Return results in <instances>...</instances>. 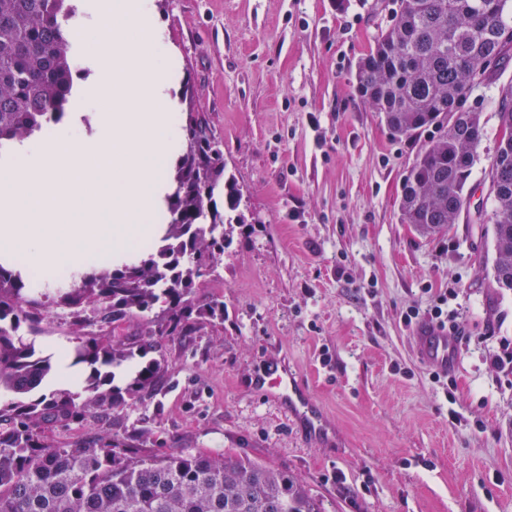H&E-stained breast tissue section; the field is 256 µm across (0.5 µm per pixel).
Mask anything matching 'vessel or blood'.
Listing matches in <instances>:
<instances>
[{
    "mask_svg": "<svg viewBox=\"0 0 512 512\" xmlns=\"http://www.w3.org/2000/svg\"><path fill=\"white\" fill-rule=\"evenodd\" d=\"M415 345L420 361L434 372L445 374L459 366L458 345L445 329L424 323L415 332ZM259 391L275 397L290 421L301 423L314 437H323L326 423L311 400L305 386L287 368L272 366L255 376Z\"/></svg>",
    "mask_w": 512,
    "mask_h": 512,
    "instance_id": "b4317fda",
    "label": "vessel or blood"
}]
</instances>
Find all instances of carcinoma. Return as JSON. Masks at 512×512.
Here are the masks:
<instances>
[{
    "instance_id": "1",
    "label": "carcinoma",
    "mask_w": 512,
    "mask_h": 512,
    "mask_svg": "<svg viewBox=\"0 0 512 512\" xmlns=\"http://www.w3.org/2000/svg\"><path fill=\"white\" fill-rule=\"evenodd\" d=\"M392 23L362 59L360 96L390 133L410 138L433 126L437 136L413 163L401 194L402 221L424 234L449 229L468 207V185L483 137L467 94L485 64L512 57V0H397ZM72 0H0V148L63 122L82 71L69 40ZM501 128L512 129V84L498 98ZM185 150L166 197V229L147 257L84 274L65 286L25 279L0 265V512H322L307 486L283 468L226 455L181 451L145 459L108 432L70 448L50 433L100 418L151 396L161 359L139 367L125 387L115 370L136 354L159 350L166 336L191 332L196 317L224 319V304L195 303L196 281L224 256L227 226L212 205L219 182L229 211L241 192L225 178L224 152L202 121L188 117ZM493 197L492 276L512 291V136L500 138L485 170ZM91 307L95 316H86ZM158 308L154 316H149ZM62 309L73 338L64 353L87 377L55 375L31 337ZM136 334L116 333L130 317Z\"/></svg>"
}]
</instances>
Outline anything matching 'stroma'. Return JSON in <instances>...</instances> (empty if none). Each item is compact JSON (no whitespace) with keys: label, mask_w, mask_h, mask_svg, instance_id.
Instances as JSON below:
<instances>
[{"label":"stroma","mask_w":512,"mask_h":512,"mask_svg":"<svg viewBox=\"0 0 512 512\" xmlns=\"http://www.w3.org/2000/svg\"><path fill=\"white\" fill-rule=\"evenodd\" d=\"M174 61L171 109L202 113L243 199L196 300L195 330L161 344V395L110 421L53 433L75 445L103 430L143 457L190 450L249 457L296 475L324 512H512V292L495 288L490 227L424 235L403 223V181L432 142L393 138L355 74L396 0H152ZM512 59L467 104L484 135L470 180L497 148L498 88ZM455 290L460 367L436 380L415 353L409 307ZM275 361L307 384L329 424L309 440L255 373Z\"/></svg>","instance_id":"1"}]
</instances>
